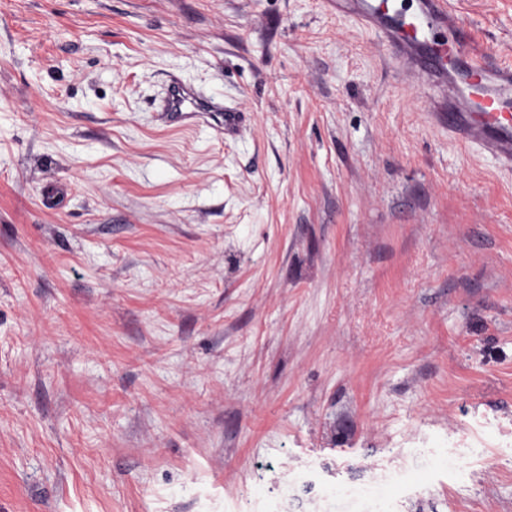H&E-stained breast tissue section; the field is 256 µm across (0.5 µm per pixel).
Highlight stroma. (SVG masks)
<instances>
[{"instance_id":"35a3bbf8","label":"stroma","mask_w":512,"mask_h":512,"mask_svg":"<svg viewBox=\"0 0 512 512\" xmlns=\"http://www.w3.org/2000/svg\"><path fill=\"white\" fill-rule=\"evenodd\" d=\"M0 512H512V169L327 0H0ZM161 109L177 124L188 120L212 118L215 124H211L210 128L216 137L224 136L225 138L233 135L239 122L238 112L220 107L211 99L196 93L179 80L171 82Z\"/></svg>"}]
</instances>
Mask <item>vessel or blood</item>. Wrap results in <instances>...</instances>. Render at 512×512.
Returning a JSON list of instances; mask_svg holds the SVG:
<instances>
[{"mask_svg": "<svg viewBox=\"0 0 512 512\" xmlns=\"http://www.w3.org/2000/svg\"><path fill=\"white\" fill-rule=\"evenodd\" d=\"M338 13L353 17L389 49L407 85L430 101L436 122L460 144L512 167V62L479 49L451 0H336ZM174 123L212 118L215 136L233 135L238 112L225 109L180 81L162 104Z\"/></svg>", "mask_w": 512, "mask_h": 512, "instance_id": "1", "label": "vessel or blood"}]
</instances>
